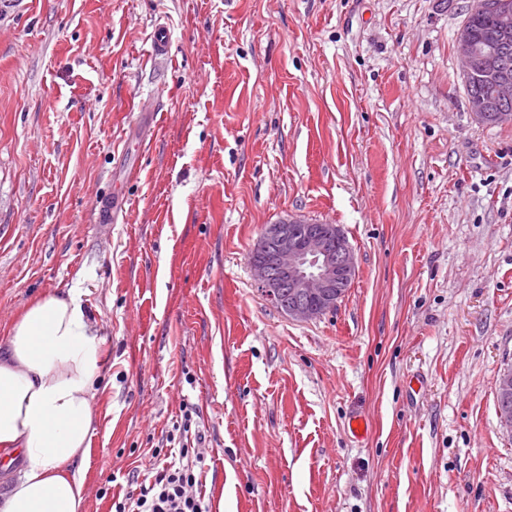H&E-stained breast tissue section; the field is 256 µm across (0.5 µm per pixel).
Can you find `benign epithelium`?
Listing matches in <instances>:
<instances>
[{
	"label": "benign epithelium",
	"instance_id": "benign-epithelium-1",
	"mask_svg": "<svg viewBox=\"0 0 512 512\" xmlns=\"http://www.w3.org/2000/svg\"><path fill=\"white\" fill-rule=\"evenodd\" d=\"M479 9L491 14L501 31L512 30V8L499 0H481ZM456 53L463 85L483 79L493 85L498 101H512V67L493 50L478 51L464 25L456 34ZM468 104L475 120L485 122L489 103L472 95ZM299 223L292 217L266 225L251 253L250 267L267 301L293 319L308 321L336 307L343 286L356 276L357 263L338 226L328 233L313 228L302 232Z\"/></svg>",
	"mask_w": 512,
	"mask_h": 512
}]
</instances>
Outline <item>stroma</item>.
Returning a JSON list of instances; mask_svg holds the SVG:
<instances>
[{
	"label": "stroma",
	"mask_w": 512,
	"mask_h": 512,
	"mask_svg": "<svg viewBox=\"0 0 512 512\" xmlns=\"http://www.w3.org/2000/svg\"><path fill=\"white\" fill-rule=\"evenodd\" d=\"M470 4L0 0V348L82 290L107 339L84 512L153 480L185 417L211 512H512V124L468 109ZM287 217L358 263L307 322L249 264Z\"/></svg>",
	"instance_id": "obj_1"
}]
</instances>
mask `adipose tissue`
<instances>
[{
    "instance_id": "adipose-tissue-1",
    "label": "adipose tissue",
    "mask_w": 512,
    "mask_h": 512,
    "mask_svg": "<svg viewBox=\"0 0 512 512\" xmlns=\"http://www.w3.org/2000/svg\"><path fill=\"white\" fill-rule=\"evenodd\" d=\"M105 339L83 295L50 294L9 329L0 355V456L16 464L0 512H82Z\"/></svg>"
}]
</instances>
